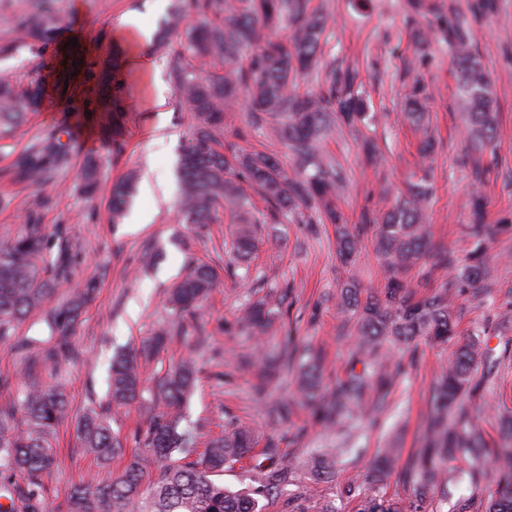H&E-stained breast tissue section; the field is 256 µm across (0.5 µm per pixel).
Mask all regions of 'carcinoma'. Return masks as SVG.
Instances as JSON below:
<instances>
[{"label":"carcinoma","instance_id":"obj_1","mask_svg":"<svg viewBox=\"0 0 512 512\" xmlns=\"http://www.w3.org/2000/svg\"><path fill=\"white\" fill-rule=\"evenodd\" d=\"M412 17L426 30L449 43L458 73V84L475 149L494 153L498 141V114L492 105V80L467 39V20L433 27L434 0H412ZM54 0H36L22 27L34 42L51 40L57 30ZM327 26L323 14L309 0H177L155 47L169 55L170 76L179 98L193 112L194 129L183 147L180 162L183 222L205 227L220 202L235 211L240 222L232 242L233 252L246 259L254 246L256 224H283L300 206L317 202L326 219L337 225L338 254L353 261L368 228L375 232L376 250L386 271L384 296L361 297L355 281L342 284L337 307L355 319L356 352L345 377L325 388L320 365L310 350L288 338L285 344L260 354L266 374L257 391L262 393L287 363H296L300 390L314 403L315 413L326 424H341L351 440L358 422L377 421L388 406L391 389L406 374L393 350L417 338L453 346L448 365L433 388L423 433V448L410 463L415 491L423 503L431 488L448 481L444 466L462 456L469 475L478 483L485 478V464L494 455L478 427L477 416L466 411L464 399L487 389L489 369L499 361L489 339L459 336L448 305V289L419 295L405 275L426 255L428 229L424 224L429 195L426 180H410L398 202L384 215L351 229L333 206L330 196L340 185L337 167L324 159L321 142L328 129L339 123L353 126L368 119L362 97L352 92L354 78L347 74L319 93H299L294 76L319 67ZM282 29L289 35L278 37ZM248 64H240L243 52ZM206 59L217 74L203 76L193 64ZM248 96L256 120L273 119L270 129L296 157L293 174L275 157L263 152L221 151L216 132L223 128L226 108L239 93ZM40 85L16 87L0 81V137L22 124L40 103ZM66 154L48 144L21 156L16 162L20 179L37 184L62 165ZM133 182L121 179L112 185V219L118 221L131 197ZM267 204L262 219L251 218L252 195ZM469 235L475 248L470 263L451 279L455 292L476 289L486 277L485 243L496 228L483 223V199L472 200ZM56 255L43 224L29 217L24 230L0 247V342H10L30 354L32 363L56 364L74 353L76 321L91 299L92 289L76 292L46 316L50 344L34 349V341L17 338V325L39 310L71 273L75 255L63 228L56 232ZM220 284L218 274L200 265L169 295L172 327L161 329L141 356L119 355L112 361L107 406H124L143 392L140 362H149L156 348L174 329L196 319L198 304ZM274 319L267 299L246 308L245 328L264 334ZM362 368H357V365ZM198 361L182 358L157 381L155 400L161 409L152 414L141 433L140 452L118 478L94 488H71L57 512H267L262 501L275 499L296 469L295 461L269 441L252 467L249 486L232 490L217 480L251 455L254 434L236 424L224 436L211 440L197 459L190 461L193 436L179 430L183 407L198 382ZM23 425L15 422V408H0V512H46L43 477L56 462L51 439L67 411L59 387L33 386L21 402ZM84 452L109 463L122 452L107 413L93 412L81 423ZM338 448H324L312 461L316 481L334 478ZM159 467L156 482L146 484L151 465ZM485 512H512V464L500 471Z\"/></svg>","mask_w":512,"mask_h":512}]
</instances>
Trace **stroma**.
I'll return each instance as SVG.
<instances>
[{
    "mask_svg": "<svg viewBox=\"0 0 512 512\" xmlns=\"http://www.w3.org/2000/svg\"><path fill=\"white\" fill-rule=\"evenodd\" d=\"M446 7L470 22L473 50L492 75L493 100L500 116L495 153L472 152L464 121L455 63L447 46L437 40L417 45L406 0H312L329 18L326 64L318 75L301 74L299 90L327 89L332 72H351L354 86L367 101L370 125L330 132L321 147L326 159L339 165L344 177L336 205L348 223L364 216L377 217L395 202L412 176L426 177L431 194L426 204L431 252L409 274L412 286L430 293L449 283L457 267L468 264L473 241L468 235L470 201L482 195L485 221L502 230L487 245L488 278L479 296L449 294L448 301L460 335L477 330L512 340V0H444ZM173 0H56L59 17L54 41L27 40L21 18L33 0H0V77L28 85L39 83L43 96L38 109L0 139V245L36 216L47 231L64 227L78 260L66 287L57 289L51 304L68 292L94 283L96 293L85 308L73 339L76 359L56 366L30 368L27 357L9 343H0V406L19 403L30 382L61 386L69 414L57 430L58 463L45 475L48 508H55L76 485L95 487L121 474L124 463L101 465L80 449L77 422L88 410H102L113 355L133 352L171 320L166 291L194 265L215 268L221 285L197 314V327H186L161 351L145 372L146 388H153L155 372L189 355L204 363V370L184 410L183 426L193 429L198 448L221 436L230 424L251 426L259 444L280 441L282 450L298 462L287 486L269 505L268 512H298L303 491L312 500L328 501L339 512H360V488L368 486L370 462L379 450L393 449L408 463L419 448L430 388L449 348L420 339L416 361L402 383L392 391V414L374 426H363L358 452L340 456L333 482L313 481L310 459L322 446L335 441L336 432L315 423L297 388L295 371L283 372L271 394L258 395V367L253 359L260 342L282 344L286 337L319 350L325 377L343 374L354 342L353 320L336 307V291L349 279L363 294L384 292V267L374 251L372 236L354 264L336 258L334 225L321 223L315 209L301 218L271 227L256 228V248L247 261L235 258V225L228 210L218 209L205 229L181 221L178 210V167L184 144L192 131V114L169 92L164 108L155 104L157 80H168L169 57L157 53L162 66L153 72L136 66L140 42L122 33L120 20L128 12L140 14L144 25L159 29ZM122 64L125 133L113 139L103 97L112 91V62ZM426 99V131L414 129L403 114L411 92ZM434 147L422 155L423 133ZM60 139L67 162L54 169L40 186L17 178V157L41 143ZM380 148L376 165H367L363 139ZM223 143L238 150L264 151L284 167L293 159L288 147L260 128L246 100L227 113ZM100 164L96 195L82 191L81 172L86 157ZM134 175V210L150 213L138 231L127 221H113L110 205L113 182ZM453 257V267L439 265L437 253ZM282 297L277 319L266 338L239 331L235 321L250 301L265 294ZM277 401L292 404L287 423L268 414ZM478 421L490 444L501 456L512 455V443L503 442L500 417L512 415V356L501 361L483 398ZM149 401L112 409L111 426L126 452L137 446L136 432L145 428ZM464 458L449 462L447 488L431 492V512H485L499 475L489 462L480 484L469 480Z\"/></svg>",
    "mask_w": 512,
    "mask_h": 512,
    "instance_id": "obj_1",
    "label": "stroma"
}]
</instances>
